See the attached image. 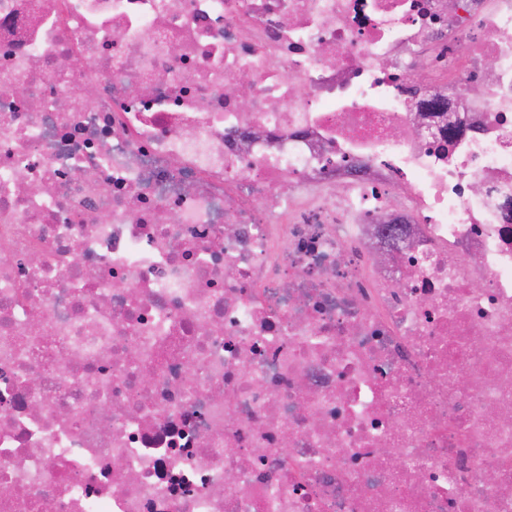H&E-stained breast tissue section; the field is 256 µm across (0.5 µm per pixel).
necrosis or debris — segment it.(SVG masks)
I'll return each instance as SVG.
<instances>
[{
  "mask_svg": "<svg viewBox=\"0 0 512 512\" xmlns=\"http://www.w3.org/2000/svg\"><path fill=\"white\" fill-rule=\"evenodd\" d=\"M48 502L512 512V0H0V512Z\"/></svg>",
  "mask_w": 512,
  "mask_h": 512,
  "instance_id": "4bbe7bcc",
  "label": "necrosis or debris"
}]
</instances>
